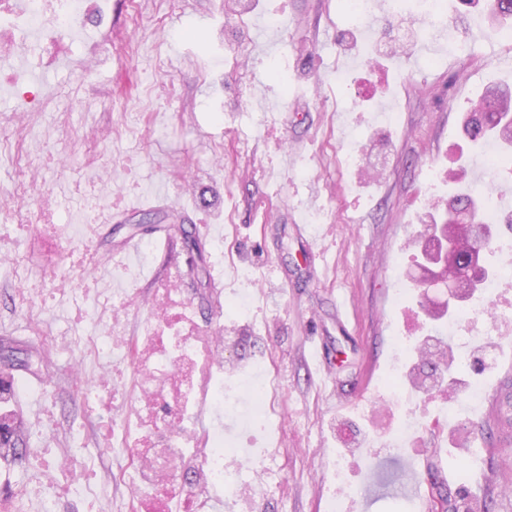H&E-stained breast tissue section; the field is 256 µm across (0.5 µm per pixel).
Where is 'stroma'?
<instances>
[{
	"mask_svg": "<svg viewBox=\"0 0 512 512\" xmlns=\"http://www.w3.org/2000/svg\"><path fill=\"white\" fill-rule=\"evenodd\" d=\"M224 2L88 0L49 39L27 0H11L0 28L15 46L0 53V253L19 265L0 264V344L19 364L0 410L25 446L0 459V502L66 448L56 481L89 483L104 512H129L106 427L121 424L135 374L88 408L71 384L95 382L98 363L46 339L94 328L76 323L67 289H86L91 313L93 289L109 288L139 297L123 327L135 343L154 290L173 282L201 329L236 336L235 365L274 383L272 423L241 438L264 451V470L224 512H392L386 482L404 469L420 473L413 502L427 512L463 494L512 512V443L466 431L492 425L493 391L512 378V287L498 288L493 318L467 326L475 343L425 337L447 296L417 308L422 272L407 250L429 231L430 173L442 197L448 169L487 176L493 146L474 148L462 118L490 82L512 85L498 68L512 41L486 22L489 0H448L449 48L414 37L403 53L369 58L372 38L410 20L359 22L346 0H240L241 19ZM339 70L352 90L336 86ZM352 147L362 167L346 164ZM146 212L174 219L140 223ZM179 223L195 225L225 299L252 296L249 314L216 313L211 285L183 268ZM399 336L449 341L470 364L456 385L438 378L419 391L395 371Z\"/></svg>",
	"mask_w": 512,
	"mask_h": 512,
	"instance_id": "obj_1",
	"label": "stroma"
}]
</instances>
